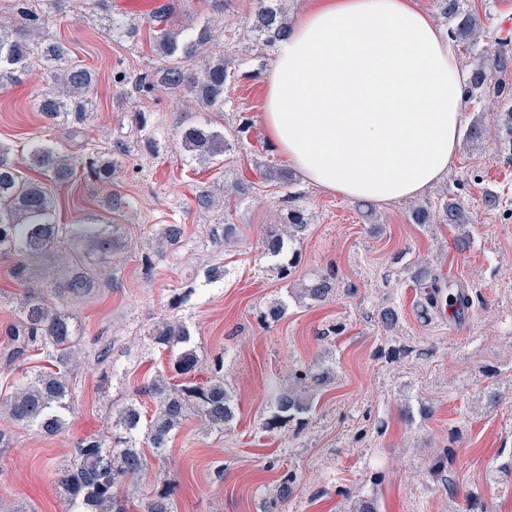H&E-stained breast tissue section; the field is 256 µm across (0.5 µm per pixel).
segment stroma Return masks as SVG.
Segmentation results:
<instances>
[{"label": "stroma", "instance_id": "stroma-1", "mask_svg": "<svg viewBox=\"0 0 512 512\" xmlns=\"http://www.w3.org/2000/svg\"><path fill=\"white\" fill-rule=\"evenodd\" d=\"M113 11L138 28L135 39L110 36L99 14L82 0L63 9H47L45 29L69 43L73 61L95 69L91 116L79 133L62 136L70 157L80 159L94 144L112 147L125 139L133 113H149L162 130L157 152L133 147L112 183L77 181L60 191L62 222L98 211L103 198L120 192L136 207L124 222L129 250L115 257L111 283L76 301L85 325L80 340L83 359L73 373V415L67 430L42 436L0 418L12 438L0 450V500L11 512H70L53 478L69 459L74 442L104 432L137 387L167 371L169 352L149 346L146 333L156 322L176 316L186 320L204 361L224 359V382L237 407L229 430L204 433L189 418L165 458L150 459L148 471L126 489L140 499L157 487L159 471L174 474L178 488L174 512H264L269 490L287 476L293 493L282 512H347L349 498L360 492L377 497L380 512H512V473L495 471L512 455V163H505L496 135L477 142L460 140L447 174L423 195L437 202L460 199L472 219L469 249L455 246L456 230L446 224H417L409 199L373 217L360 213L356 200L340 197L296 178L294 189L310 218L299 262L288 280L266 269L259 240L281 209L283 188L265 180L263 165L284 162L273 149L260 121L265 84L275 50L258 47L251 23L257 0H224V26L208 0H110ZM166 6L179 26L211 25L210 50L223 55L235 79L224 92V110L215 124L233 134L241 120L250 129L214 170L188 161L179 143V122H193L198 108L186 92L157 86L149 96H123L117 73L137 74L162 66L149 45L147 16ZM32 68L21 84L0 93V146L20 162L45 123L30 103L41 84ZM243 180L255 192L225 211L237 228L235 239L214 249L208 228L215 215L201 211L197 186ZM501 194L499 207L484 203L486 191ZM177 222L185 227L178 254L155 257L151 272L140 258L152 247L144 235L152 224ZM219 257L226 274L206 283L204 267ZM433 265L444 281L477 289L485 307L463 318L420 319L418 288L409 262ZM335 267L339 279L355 286L354 295L333 296L319 305L289 302L283 318L261 320L266 303L286 296L313 274ZM185 286L195 292L187 305L171 309V296ZM398 308L400 327L387 332L377 319L379 305ZM342 325L339 335L322 329ZM109 346L117 371L102 375L95 354ZM333 367L335 378L319 392L303 430L262 428L276 382L299 363ZM500 400L489 403L488 391ZM434 408L426 421L406 420L405 411ZM455 452L447 482L428 475L431 455Z\"/></svg>", "mask_w": 512, "mask_h": 512}]
</instances>
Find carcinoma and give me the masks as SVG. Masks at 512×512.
Returning <instances> with one entry per match:
<instances>
[{"instance_id":"obj_1","label":"carcinoma","mask_w":512,"mask_h":512,"mask_svg":"<svg viewBox=\"0 0 512 512\" xmlns=\"http://www.w3.org/2000/svg\"><path fill=\"white\" fill-rule=\"evenodd\" d=\"M440 13L453 21L448 35L468 53L487 38V30L475 12L465 7L466 0H437ZM87 8L105 13L106 28L118 37H133L136 28L112 13L108 0H85ZM16 29L0 24V90L17 82L34 66L46 75L45 83L31 92L32 105L50 126L79 124L90 116V92L96 77L93 70L71 63V49L60 39L42 32L45 22L30 7L29 0H14ZM157 29L152 31V50L166 59L159 75L173 88L187 91L203 112L224 111V87L232 79L224 57L208 54L211 39L208 28L197 31L167 23L160 12ZM252 30L257 39L271 47L288 37L290 22L283 0H259ZM494 50L475 57L468 96H480L489 90V77L512 69V41L492 36ZM118 83L130 84L137 92L148 95L153 86L149 74H122ZM500 106V125L512 143V91L507 85L496 89ZM130 135L138 142L151 145L157 141L159 129L151 124L146 113L136 112ZM230 141L214 128L208 117L181 127L180 146L192 159L220 165ZM27 167L35 172L25 176L6 157L0 156V255L15 259L11 276L25 288L22 295L0 299L14 304L15 321L10 328L12 343L0 352V364L5 369H21L15 390L0 400L7 418L13 424L44 435L64 432L73 413L72 374L80 362L77 348L84 334L81 321L73 313L74 300L100 290L105 264L128 246L127 231L120 219L134 208V200L120 193L106 197L102 212L89 213L70 224L58 219L57 190L75 182L77 175L103 182L115 178L120 169L118 160L95 149L83 154L79 166H74L64 154L58 140L38 136L28 148ZM265 178L287 188L273 223L266 225L261 240V257L271 261L281 276L291 274L295 250L293 245L308 232V218L303 206L296 204L299 193L292 190V175L283 169L264 167ZM252 185L237 181L217 195L213 189L199 187L197 205L206 210L224 211L251 193ZM417 224H450L458 231V245H469V224L465 208L458 200L439 203L438 210L419 205L413 210ZM235 227L216 218L210 228L211 242L216 247L233 239ZM157 252L176 253L184 246L181 224H158L152 233ZM411 278L422 289L418 302L425 320L437 316L448 307L459 314L470 309L479 295L470 288H446L434 269L415 260L407 265ZM350 293L337 282L336 271L328 268L301 289L299 298L311 304L323 303L338 292ZM287 309L282 298L272 300L263 313L265 321L276 322ZM382 327L394 331L399 326L398 310L390 305L377 311ZM149 344L169 351L174 373L185 376L198 371L203 359L192 343V332L186 321L163 320L147 331ZM45 356L49 366L23 369L29 354ZM224 362L213 364L210 377L203 383H170L162 375L154 376L140 388L155 399L157 410L150 419L133 400L116 414L110 431L82 438L66 463L55 469V482L73 512H130L123 495L124 486L138 480L148 469L143 450L147 446L157 457L170 447L176 432L190 416L197 417L205 432H222L231 428L235 419L233 396L224 387L221 371ZM334 372L329 367L297 365L288 373V385L277 392L264 418L263 428L276 432L287 424L306 425L313 410V394L330 382ZM450 449L434 455L429 472L443 478L453 463ZM161 488L141 502L140 512H173L171 492L175 479L169 473L159 475ZM293 480L288 478L270 494L267 512H278L279 503L292 493ZM351 512H378L377 499L356 496L350 503Z\"/></svg>"}]
</instances>
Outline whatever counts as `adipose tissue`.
<instances>
[{
  "instance_id": "adipose-tissue-1",
  "label": "adipose tissue",
  "mask_w": 512,
  "mask_h": 512,
  "mask_svg": "<svg viewBox=\"0 0 512 512\" xmlns=\"http://www.w3.org/2000/svg\"><path fill=\"white\" fill-rule=\"evenodd\" d=\"M467 81L416 0H309L277 48L261 119L305 180L387 207L447 173Z\"/></svg>"
}]
</instances>
